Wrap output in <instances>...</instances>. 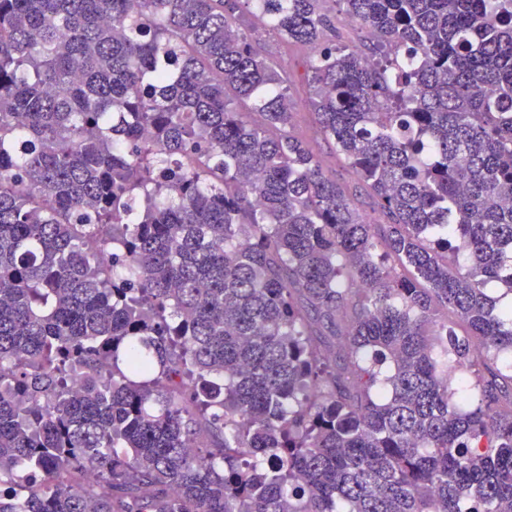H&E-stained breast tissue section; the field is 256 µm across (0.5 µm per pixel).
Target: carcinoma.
Wrapping results in <instances>:
<instances>
[{"label":"carcinoma","mask_w":512,"mask_h":512,"mask_svg":"<svg viewBox=\"0 0 512 512\" xmlns=\"http://www.w3.org/2000/svg\"><path fill=\"white\" fill-rule=\"evenodd\" d=\"M323 2L0 0V512H512V0ZM323 7L331 12H336V34L349 45L357 47L359 50L368 52L375 40L369 31L355 25L348 17L340 14L343 4L335 3L331 0L324 2ZM250 42L255 52L277 65H291V77L297 80L303 73V60L307 49L302 46L289 45L267 27L252 20ZM295 124L296 131L309 143L323 169L329 175L336 176V179L350 181L348 173L335 153L333 144L325 141L319 134L314 116L307 108L297 112Z\"/></svg>","instance_id":"cac0c4a2"}]
</instances>
